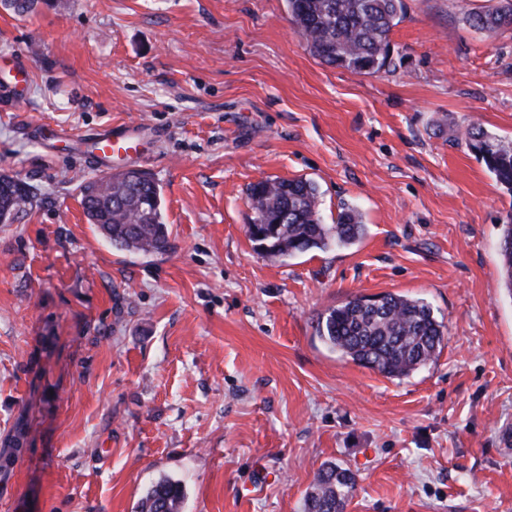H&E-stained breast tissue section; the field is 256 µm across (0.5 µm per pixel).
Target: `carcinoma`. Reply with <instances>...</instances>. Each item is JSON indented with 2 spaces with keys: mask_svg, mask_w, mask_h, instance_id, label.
Masks as SVG:
<instances>
[{
  "mask_svg": "<svg viewBox=\"0 0 512 512\" xmlns=\"http://www.w3.org/2000/svg\"><path fill=\"white\" fill-rule=\"evenodd\" d=\"M287 6L309 51L322 63L360 75L395 69L391 32L402 18L404 0H287ZM466 21L488 34L511 30L512 0L470 12ZM461 141L512 193V141L498 139L474 123L461 132ZM79 193L87 220L112 246L145 255L170 249L161 189L151 178L127 171L113 175L110 184L89 181ZM247 195L252 210L266 220L249 231L265 256L347 247L366 232L355 207H342L334 224L322 223L318 187L309 180L267 178L250 184ZM34 203L33 185L0 174V218L8 220ZM500 254L503 282L512 296V220L501 227ZM316 333L329 349L389 378L406 377L434 360L445 340L444 325L428 303L392 293L354 296L325 309L317 318ZM354 486L348 470L323 465L305 500V512H346ZM183 500L179 482L161 479L140 499L138 512H181Z\"/></svg>",
  "mask_w": 512,
  "mask_h": 512,
  "instance_id": "carcinoma-1",
  "label": "carcinoma"
}]
</instances>
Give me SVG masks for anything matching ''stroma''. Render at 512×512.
Instances as JSON below:
<instances>
[{"mask_svg":"<svg viewBox=\"0 0 512 512\" xmlns=\"http://www.w3.org/2000/svg\"><path fill=\"white\" fill-rule=\"evenodd\" d=\"M496 0H404L396 69L321 63L286 0L0 4V173L38 201L0 223V512H136L163 478L182 512H304L322 465L346 512H512V193L458 137L512 140V31L466 21ZM163 193L170 249L122 252L79 187L95 145ZM314 181L347 248L260 254L246 190ZM421 299L437 360L388 378L331 351L318 315L354 296ZM25 435L11 453L16 423ZM500 254L502 256L503 282L508 294L512 295V218L501 225Z\"/></svg>","mask_w":512,"mask_h":512,"instance_id":"35a3bbf8","label":"stroma"}]
</instances>
